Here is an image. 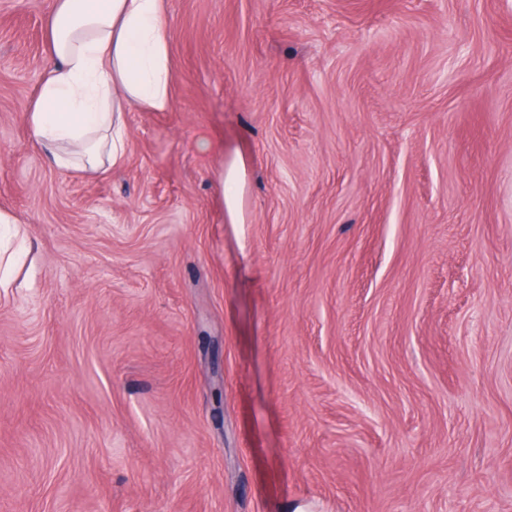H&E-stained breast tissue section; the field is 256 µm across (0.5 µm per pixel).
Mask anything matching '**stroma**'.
<instances>
[{"label": "stroma", "instance_id": "1", "mask_svg": "<svg viewBox=\"0 0 512 512\" xmlns=\"http://www.w3.org/2000/svg\"><path fill=\"white\" fill-rule=\"evenodd\" d=\"M53 3L0 0V512H512V0H167L97 173L25 122ZM217 187L223 200L224 215L226 214L228 223H245L246 162L240 152H235L221 167Z\"/></svg>", "mask_w": 512, "mask_h": 512}]
</instances>
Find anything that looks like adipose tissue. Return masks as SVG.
<instances>
[{"label":"adipose tissue","mask_w":512,"mask_h":512,"mask_svg":"<svg viewBox=\"0 0 512 512\" xmlns=\"http://www.w3.org/2000/svg\"><path fill=\"white\" fill-rule=\"evenodd\" d=\"M46 28L51 59L26 114L36 143L59 168L115 166L125 153L127 106H172L167 0H55ZM217 187L229 223H244L241 153L223 164Z\"/></svg>","instance_id":"obj_1"}]
</instances>
